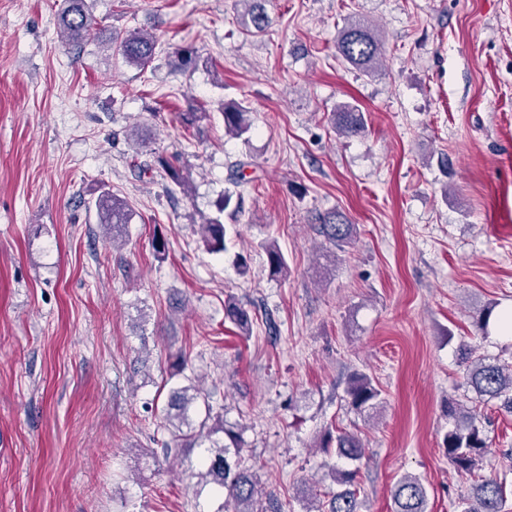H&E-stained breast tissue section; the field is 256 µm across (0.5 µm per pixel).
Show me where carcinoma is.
<instances>
[{
  "instance_id": "carcinoma-1",
  "label": "carcinoma",
  "mask_w": 512,
  "mask_h": 512,
  "mask_svg": "<svg viewBox=\"0 0 512 512\" xmlns=\"http://www.w3.org/2000/svg\"><path fill=\"white\" fill-rule=\"evenodd\" d=\"M65 7L59 15V36L66 46L100 41V29L92 14L88 0H64ZM247 6L248 20L242 22L246 32H264L270 23L265 9V0H240ZM158 39L145 31H133L120 42V52L131 66L141 70L147 68L157 55ZM336 51L344 61L366 75H372L381 65L383 56L382 37L376 27L357 19L347 21L338 32ZM199 56L189 49L175 52L174 63L184 71L198 66ZM225 134L239 138L251 130L250 112L246 107L226 103L223 107ZM336 132L342 136L359 134L365 128L361 112L349 104H341L332 115ZM103 221L112 225V240H117L123 225L129 222V213L123 201L110 194L98 201ZM318 233L336 249L342 251L351 244L355 226L339 211H330L318 216ZM198 234L206 251L220 253L226 249V225L220 218H208L199 225ZM267 254L269 274L279 277L287 274L288 262L281 250L272 242L262 244ZM224 315L240 330H249L250 317L236 302L224 304ZM462 363L465 364V384L475 393L476 401L487 404L494 400L506 410H512V364H501L475 354L467 345L460 347ZM348 406L358 412L376 407L381 401V392L365 374H355L346 387ZM206 407V415L198 430H193L191 414L198 403ZM452 427L444 435L448 460L461 476H470L482 469L488 448L482 428L479 426L477 407L457 404L448 407ZM164 429L170 439L162 442L161 453L165 457H176L184 448H202L201 456L188 474L199 490L209 489L223 499V505L232 512H281L278 504L264 501V492L257 474L241 468V461L229 457V446L219 437L223 433L234 444V455L241 447L237 436L224 428L221 415H212L208 395L193 384L183 385L173 391L168 401ZM320 448L327 455L357 461L364 448L361 440L347 432L327 436ZM358 470H332L334 482L341 486L326 494L327 501L319 506H307L305 512H358ZM506 479L497 475L483 476L475 484L474 499H462L458 512H501L504 501ZM392 512H427L426 491L419 478L412 475L402 477L391 492Z\"/></svg>"
}]
</instances>
